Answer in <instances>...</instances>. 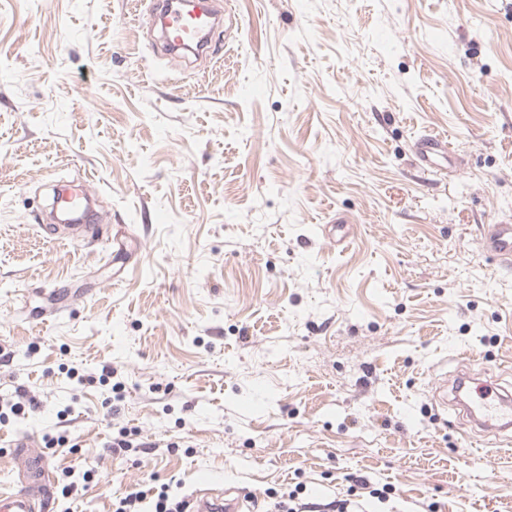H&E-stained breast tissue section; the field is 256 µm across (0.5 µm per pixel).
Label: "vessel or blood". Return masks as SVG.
I'll return each instance as SVG.
<instances>
[{"label":"vessel or blood","instance_id":"1","mask_svg":"<svg viewBox=\"0 0 512 512\" xmlns=\"http://www.w3.org/2000/svg\"><path fill=\"white\" fill-rule=\"evenodd\" d=\"M157 16L170 51H178L185 41H196L200 53H207L211 42V28L205 27V18L211 17L208 4H201L199 11H183L176 0H158ZM415 154L423 168H439L448 157L444 137L426 135L414 144ZM485 253L503 268L512 271V224H491L480 234ZM455 390L461 395L459 404L469 423L479 428L484 437L500 438L502 432L512 429V399L502 396L487 384H474L472 376L459 377ZM12 447L27 457L30 480L26 486L7 493L0 492V512H53L54 486L46 457L32 453L33 437L23 433L11 441ZM247 499L244 494L229 498L196 493L189 504L193 512H242Z\"/></svg>","mask_w":512,"mask_h":512}]
</instances>
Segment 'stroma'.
<instances>
[{"label": "stroma", "instance_id": "stroma-1", "mask_svg": "<svg viewBox=\"0 0 512 512\" xmlns=\"http://www.w3.org/2000/svg\"><path fill=\"white\" fill-rule=\"evenodd\" d=\"M153 3L0 0V394L39 403L0 418V491L29 432L59 490L95 472L54 512L216 471L254 512H512V452L435 395L512 385V273L479 244L512 221V0H233L202 68L151 49ZM59 181L125 265L52 241ZM415 154L423 168L428 170L442 167L440 162L448 159V147L444 137L426 135L414 144Z\"/></svg>", "mask_w": 512, "mask_h": 512}]
</instances>
